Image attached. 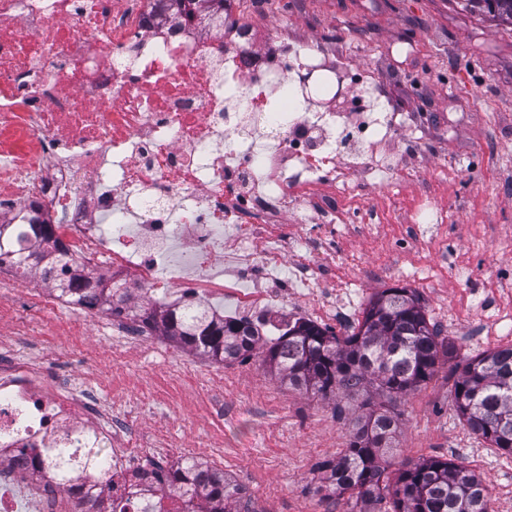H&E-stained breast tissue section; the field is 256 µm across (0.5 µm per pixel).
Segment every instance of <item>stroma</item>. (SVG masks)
Listing matches in <instances>:
<instances>
[{
	"label": "stroma",
	"mask_w": 512,
	"mask_h": 512,
	"mask_svg": "<svg viewBox=\"0 0 512 512\" xmlns=\"http://www.w3.org/2000/svg\"><path fill=\"white\" fill-rule=\"evenodd\" d=\"M245 21L270 40H308L330 56L363 67L398 114L394 147L418 177L393 173L366 186L360 207L399 215L421 195L446 212L444 224L398 248L396 225L353 238L336 233L333 273L352 285L362 304L384 289L402 286L405 273L433 267L429 286L414 293L442 339L458 358L477 356L507 339L458 336L453 313L482 322L488 271L512 275V20L470 9L464 0H237ZM447 240L474 271L460 281L436 269L434 240ZM30 281L0 279V351L19 337L32 339L51 368L80 380L124 419L137 448L224 447L257 512H348L344 497L320 493L319 461L345 448L352 406L336 413L332 402L281 383L260 358L216 363L160 339V352L114 354L101 319L62 307L35 308ZM451 365L400 398L396 453L418 460L440 457L474 471L496 507L512 499V459L483 449L467 453L468 431L458 421L450 390Z\"/></svg>",
	"instance_id": "1"
}]
</instances>
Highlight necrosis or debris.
Listing matches in <instances>:
<instances>
[{"mask_svg": "<svg viewBox=\"0 0 512 512\" xmlns=\"http://www.w3.org/2000/svg\"><path fill=\"white\" fill-rule=\"evenodd\" d=\"M258 33L230 6L210 20L164 0H0V251L53 265L32 304H66L72 276L93 313L126 289L135 309L107 322L121 344L167 305L351 327L330 287L336 227L371 223L361 180L399 169L393 122L363 68ZM152 454L87 383L0 353V512H144L163 492Z\"/></svg>", "mask_w": 512, "mask_h": 512, "instance_id": "4bbe7bcc", "label": "necrosis or debris"}]
</instances>
